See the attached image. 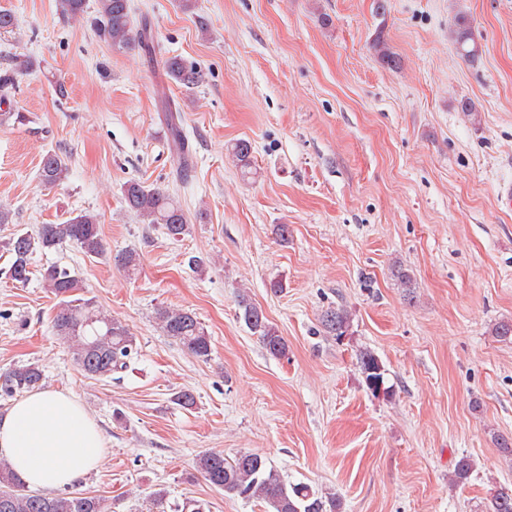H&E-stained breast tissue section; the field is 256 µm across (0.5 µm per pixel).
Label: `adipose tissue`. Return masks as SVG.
<instances>
[{
  "label": "adipose tissue",
  "instance_id": "ef3b65f1",
  "mask_svg": "<svg viewBox=\"0 0 512 512\" xmlns=\"http://www.w3.org/2000/svg\"><path fill=\"white\" fill-rule=\"evenodd\" d=\"M102 455L95 423L72 395L33 392L0 417V457L30 489L65 488L94 470Z\"/></svg>",
  "mask_w": 512,
  "mask_h": 512
}]
</instances>
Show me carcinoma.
<instances>
[{
	"instance_id": "cac0c4a2",
	"label": "carcinoma",
	"mask_w": 512,
	"mask_h": 512,
	"mask_svg": "<svg viewBox=\"0 0 512 512\" xmlns=\"http://www.w3.org/2000/svg\"><path fill=\"white\" fill-rule=\"evenodd\" d=\"M59 15L64 21L84 18L88 13L87 0H57ZM93 34L116 49L138 47L144 51L153 48L151 27L143 23L139 31L133 30L131 0H95ZM451 38L463 58L471 63L479 59V50L469 18L459 13L450 29ZM379 62L390 70L401 66L400 57L386 41L384 26H379L372 41ZM167 75L176 83L193 88L204 80L203 71L181 57L172 56L164 61ZM179 172L188 171L191 160L184 149L181 129L172 108L165 107ZM230 154L242 170L251 169L252 144L238 140L230 147ZM68 174L65 159L55 152L43 155L39 179L45 186L54 187L64 182ZM126 207L144 224H158L166 235L179 239L190 233L189 219L177 200L164 187L146 185L136 180L122 187ZM66 242L76 244L87 256H100L104 252L100 225L96 215L84 212L62 224H43L32 233H14L4 242L11 255L6 277L14 283L26 284L31 280L32 255L38 251L56 249ZM120 266L129 276L140 267V255L128 250L119 259ZM43 287L59 297L61 307L52 320L54 334L64 340L72 358L85 375L110 379L127 368V361L135 350V336L120 319L105 314L93 300L75 298L78 281L69 269L51 264L40 270ZM397 285L404 296L414 298V280L400 265L392 269ZM239 318L258 336L266 352L273 358L288 353V344L269 322L260 306L248 295L238 299ZM157 320L163 333L171 337L191 355L206 360L211 354V339L196 313L184 309L160 308ZM351 316L344 308H328L321 316L323 331L336 339L348 335ZM359 368L364 383L375 396L392 395L387 386V372L373 351L359 353ZM43 370L36 363L20 364L0 372V398L8 400L42 386ZM197 470L211 487L226 494L263 501L270 512H344L342 498L334 492H322L306 484H287L268 459L255 453H242L232 459L221 451H208L198 456ZM0 512H112L109 498L83 492L44 493L29 490L17 477L10 464L0 460ZM485 512H512V490L495 491L485 504Z\"/></svg>"
}]
</instances>
